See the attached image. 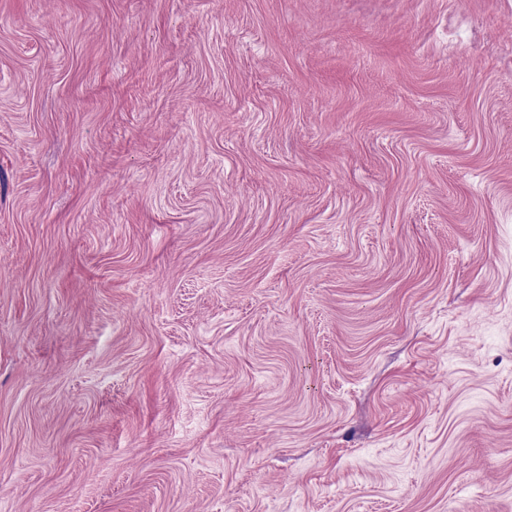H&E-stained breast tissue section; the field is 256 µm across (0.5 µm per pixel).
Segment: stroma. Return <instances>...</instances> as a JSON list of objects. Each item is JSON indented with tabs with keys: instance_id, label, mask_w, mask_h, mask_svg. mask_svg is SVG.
Listing matches in <instances>:
<instances>
[{
	"instance_id": "obj_1",
	"label": "stroma",
	"mask_w": 512,
	"mask_h": 512,
	"mask_svg": "<svg viewBox=\"0 0 512 512\" xmlns=\"http://www.w3.org/2000/svg\"><path fill=\"white\" fill-rule=\"evenodd\" d=\"M0 512H512V0H0Z\"/></svg>"
}]
</instances>
